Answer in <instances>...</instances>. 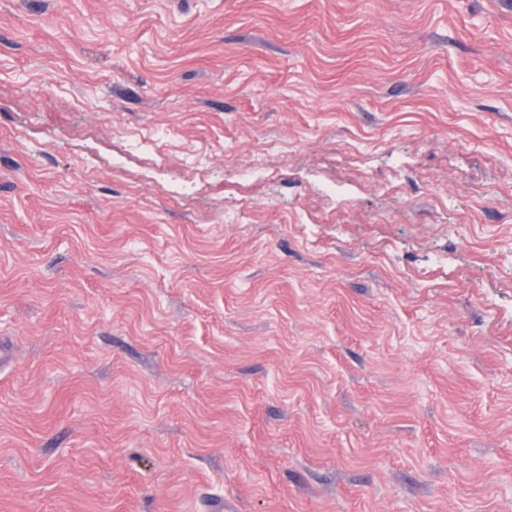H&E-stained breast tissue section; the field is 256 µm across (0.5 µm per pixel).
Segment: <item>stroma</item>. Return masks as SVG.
I'll use <instances>...</instances> for the list:
<instances>
[{"instance_id": "stroma-1", "label": "stroma", "mask_w": 512, "mask_h": 512, "mask_svg": "<svg viewBox=\"0 0 512 512\" xmlns=\"http://www.w3.org/2000/svg\"><path fill=\"white\" fill-rule=\"evenodd\" d=\"M0 342V512H512V0H0Z\"/></svg>"}]
</instances>
